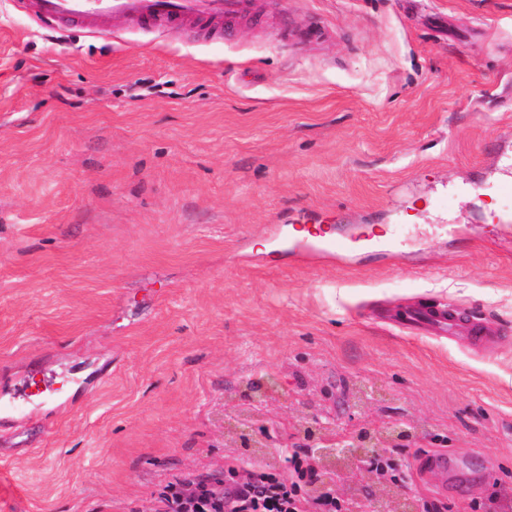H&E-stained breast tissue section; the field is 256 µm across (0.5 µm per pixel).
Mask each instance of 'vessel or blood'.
Listing matches in <instances>:
<instances>
[{
    "mask_svg": "<svg viewBox=\"0 0 512 512\" xmlns=\"http://www.w3.org/2000/svg\"><path fill=\"white\" fill-rule=\"evenodd\" d=\"M34 15L43 20L75 23L101 30L110 23L131 21L146 29H203L219 35L221 24L251 13L255 0H31ZM27 396L16 393L0 401V424L26 415Z\"/></svg>",
    "mask_w": 512,
    "mask_h": 512,
    "instance_id": "obj_1",
    "label": "vessel or blood"
}]
</instances>
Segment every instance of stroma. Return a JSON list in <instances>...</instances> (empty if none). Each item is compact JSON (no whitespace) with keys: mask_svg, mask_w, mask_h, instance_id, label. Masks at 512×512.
Masks as SVG:
<instances>
[{"mask_svg":"<svg viewBox=\"0 0 512 512\" xmlns=\"http://www.w3.org/2000/svg\"><path fill=\"white\" fill-rule=\"evenodd\" d=\"M27 4L0 0V392L30 395L0 512H156L265 465L224 438L245 410L419 426L405 494L512 512V0H259L214 39ZM286 224L392 241L305 262ZM424 306L457 333L409 329ZM200 501L202 496L198 495L196 484L185 479L170 485V493L163 499L159 512H200Z\"/></svg>","mask_w":512,"mask_h":512,"instance_id":"stroma-1","label":"stroma"}]
</instances>
